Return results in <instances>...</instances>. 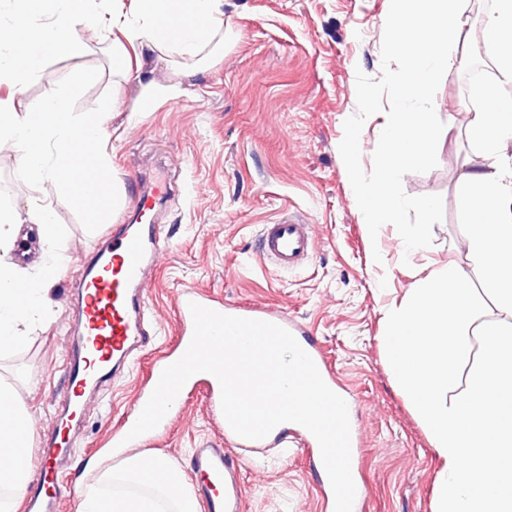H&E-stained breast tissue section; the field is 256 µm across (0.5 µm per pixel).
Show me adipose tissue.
Instances as JSON below:
<instances>
[{
	"instance_id": "ef3b65f1",
	"label": "adipose tissue",
	"mask_w": 512,
	"mask_h": 512,
	"mask_svg": "<svg viewBox=\"0 0 512 512\" xmlns=\"http://www.w3.org/2000/svg\"><path fill=\"white\" fill-rule=\"evenodd\" d=\"M93 0H10L0 15V84L23 89L39 79L50 56L79 57L75 37L92 24ZM218 0H133L113 7L112 24L139 48L146 65L169 56L200 58L224 25ZM486 31L496 46V86L473 88L480 102L465 131L482 161L464 171L460 205L468 220L458 238L470 266L429 275L407 300L385 313L390 374L412 400L442 462L433 512H512V0H494ZM42 242L39 271L22 277L7 256L22 221ZM52 209L27 216L0 208V344L24 345L36 324L54 317L47 288L69 257ZM480 278L492 310L477 322L470 284ZM34 417L0 378V512L15 506L33 479L29 448ZM78 512H200L186 473L158 455H126L102 468L79 492Z\"/></svg>"
}]
</instances>
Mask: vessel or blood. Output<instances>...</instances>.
Wrapping results in <instances>:
<instances>
[{
    "mask_svg": "<svg viewBox=\"0 0 512 512\" xmlns=\"http://www.w3.org/2000/svg\"><path fill=\"white\" fill-rule=\"evenodd\" d=\"M157 201L154 195L137 198V219L118 225L107 248L88 267L78 285L77 350L68 356L63 370L66 387L63 414L55 421L49 448L43 449L40 495L30 501L33 512H54L63 489L61 471L70 453V433L74 423L82 421L89 393L101 385L113 368L127 363L149 341L148 299L145 293L146 270L150 255L164 249L160 230L153 224ZM315 243L309 225L288 219L263 225L258 238V256L263 264L280 270H292L309 262ZM218 313L263 320L290 331L315 362L323 380L336 387L334 373L318 347L309 344L304 325L277 308L234 305L193 290L184 291L177 306L180 337L178 351H186L194 331L190 303ZM296 435L306 448H317L314 436L303 426L281 424L267 437L247 440L232 429L224 431V445L216 448L200 445L193 455L196 489L201 492L206 512H243L244 487L236 475L233 458L259 448H282L288 435ZM352 476L356 486L353 512H364L368 486L361 474L358 457L361 442L351 434Z\"/></svg>",
    "mask_w": 512,
    "mask_h": 512,
    "instance_id": "vessel-or-blood-1",
    "label": "vessel or blood"
}]
</instances>
